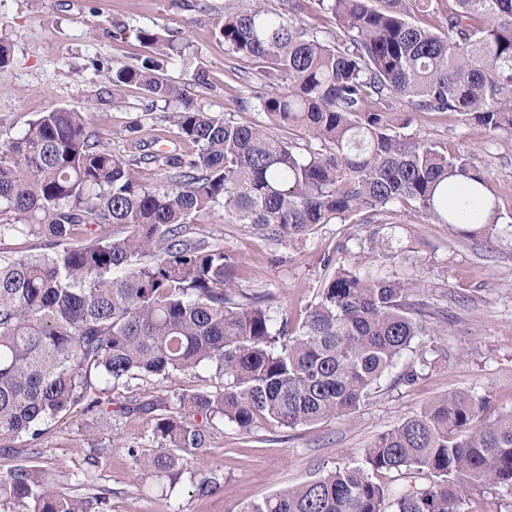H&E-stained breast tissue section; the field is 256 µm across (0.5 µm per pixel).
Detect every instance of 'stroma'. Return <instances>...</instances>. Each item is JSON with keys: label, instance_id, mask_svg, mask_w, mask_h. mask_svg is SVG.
I'll use <instances>...</instances> for the list:
<instances>
[{"label": "stroma", "instance_id": "1", "mask_svg": "<svg viewBox=\"0 0 512 512\" xmlns=\"http://www.w3.org/2000/svg\"><path fill=\"white\" fill-rule=\"evenodd\" d=\"M252 0H0V41L11 50L0 67V145L18 136L36 113L53 107L89 106V126L116 152L128 150L126 125L147 103L138 87L112 85L93 60L137 64L145 48L133 29L177 33L185 49L170 59L166 78L191 83L196 69L208 86L193 85L198 103L230 112L245 123L264 122L263 113L239 110L237 102L259 86L255 62L226 54L214 28L226 13L250 8ZM410 132L448 150L473 155L488 174L504 219L489 234L470 237L457 226L428 223L420 212L397 213L385 224H322L306 239L273 245L239 224L200 217L196 236L223 244L241 269V285L264 296L274 309L299 322L314 302L323 278L321 258L345 243L342 261L378 276H398L417 286V296L445 316L435 323L438 349L421 379L411 385L386 377L360 409L321 423L288 429L259 422L244 434L232 424L209 429L207 467L223 479L216 494L198 497L189 477L169 485L138 472L126 448L149 450L152 415L126 414L128 399L174 405V395L199 385L186 372L169 381L153 377L109 387L105 415L72 407L56 418L36 443L17 442L0 456V478L16 465L43 467L59 490L108 492V512H245L248 505L291 484L339 467L362 465L366 448L386 430L431 400L460 390L487 396L495 411L512 410V139L489 140L483 128L431 113L409 115ZM394 232L397 263L375 248V234ZM96 464H88L89 456Z\"/></svg>", "mask_w": 512, "mask_h": 512}]
</instances>
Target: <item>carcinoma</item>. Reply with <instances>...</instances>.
Returning a JSON list of instances; mask_svg holds the SVG:
<instances>
[{
	"instance_id": "carcinoma-1",
	"label": "carcinoma",
	"mask_w": 512,
	"mask_h": 512,
	"mask_svg": "<svg viewBox=\"0 0 512 512\" xmlns=\"http://www.w3.org/2000/svg\"><path fill=\"white\" fill-rule=\"evenodd\" d=\"M288 0L251 8L215 28L232 56L259 64L271 91L238 107L264 125L221 117L158 74L181 44L150 27L135 67L95 66L148 100L115 153L76 107L39 112L0 148V239L32 236L46 251L0 259V455L74 405L100 413V384L168 380L207 368L220 385L177 395L158 415L139 467L174 481L209 448L215 419L248 433L259 420L291 429L357 410L422 336L431 304L414 286L321 258L324 278L304 318L240 288L224 246L191 235L219 213L276 245L321 224H375L414 209L434 224L500 223L485 171L405 132L401 108L512 137V0ZM316 11L313 23L306 19ZM161 111L156 116L154 112ZM168 142L173 149H159ZM154 166L146 175L144 165ZM120 224L124 234L106 228ZM467 391L434 400L381 434L364 466L327 474L244 512H477V489L512 496V411L487 414ZM421 475L396 488L383 472ZM221 489L214 472L192 482ZM106 497L63 493L37 466L0 481V505L21 512H105Z\"/></svg>"
}]
</instances>
